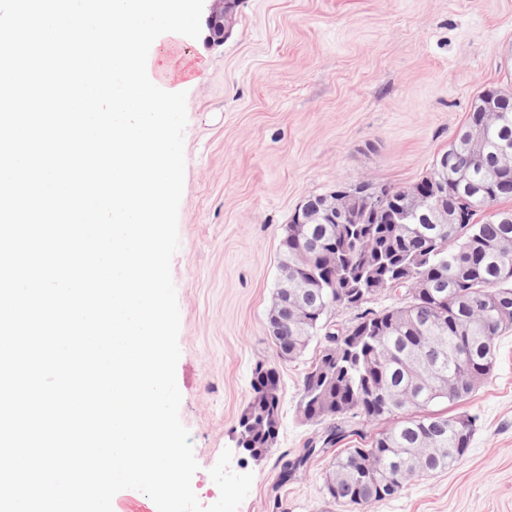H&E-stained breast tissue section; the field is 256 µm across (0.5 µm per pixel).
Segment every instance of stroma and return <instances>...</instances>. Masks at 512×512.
Wrapping results in <instances>:
<instances>
[{
  "label": "stroma",
  "mask_w": 512,
  "mask_h": 512,
  "mask_svg": "<svg viewBox=\"0 0 512 512\" xmlns=\"http://www.w3.org/2000/svg\"><path fill=\"white\" fill-rule=\"evenodd\" d=\"M176 66L188 123L171 273L180 310L179 417L199 465L192 488L217 501L210 471L252 473L238 512H350L329 499L334 455L366 445L380 425L352 420L351 437L280 482L321 433L297 414L302 377L323 341L279 364L281 427L262 460L237 446L256 363L273 361L266 321L280 241L294 211L336 185L405 189L433 168L477 95L512 91V0H242L223 44L184 38ZM434 412L475 420L451 469L410 481L367 512H512V329L496 341L489 377Z\"/></svg>",
  "instance_id": "1"
}]
</instances>
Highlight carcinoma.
I'll use <instances>...</instances> for the list:
<instances>
[{
  "mask_svg": "<svg viewBox=\"0 0 512 512\" xmlns=\"http://www.w3.org/2000/svg\"><path fill=\"white\" fill-rule=\"evenodd\" d=\"M508 121L469 112L448 156V223L431 224L429 208L400 213L380 198L353 201L348 224H292L280 243L288 279L275 288L269 337L280 362L300 358L324 334L325 348L301 382L299 415L332 420L305 454L281 465L288 481L314 453L350 432L343 420H383L367 448L336 455L325 475L326 494L356 512L395 496L411 480L455 466L469 447L475 420L468 414H428L433 404L466 400L490 375L495 341L512 327V93L494 90ZM483 213V221L475 217ZM402 290L399 306L368 304ZM344 307L354 321L336 330L328 317ZM424 369L428 383L397 404L383 405L376 389L405 390ZM280 375L256 363L250 400L240 420L251 423V447L269 451L279 435ZM378 458L379 467L369 466Z\"/></svg>",
  "mask_w": 512,
  "mask_h": 512,
  "instance_id": "cac0c4a2",
  "label": "carcinoma"
}]
</instances>
